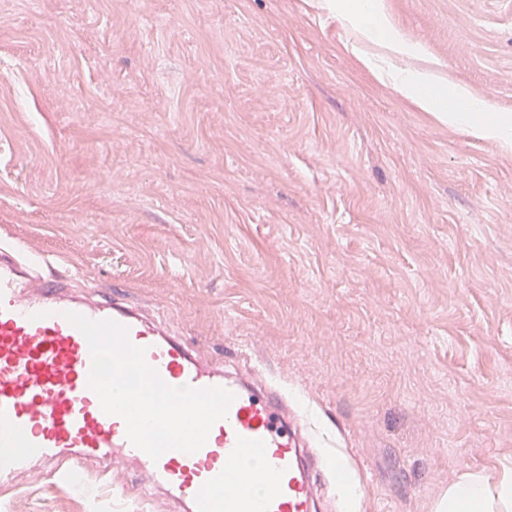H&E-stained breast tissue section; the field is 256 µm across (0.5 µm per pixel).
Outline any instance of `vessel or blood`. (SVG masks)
Masks as SVG:
<instances>
[{"label":"vessel or blood","mask_w":512,"mask_h":512,"mask_svg":"<svg viewBox=\"0 0 512 512\" xmlns=\"http://www.w3.org/2000/svg\"><path fill=\"white\" fill-rule=\"evenodd\" d=\"M72 272L29 264L20 247L0 245V481L31 462L72 483L86 463L102 476L130 470L187 512H321L328 470L312 428L248 354L226 370L128 298L75 293ZM76 312L125 326L132 344L173 387H222L234 399L193 454L151 459L106 414L88 386L91 353L66 319Z\"/></svg>","instance_id":"1"}]
</instances>
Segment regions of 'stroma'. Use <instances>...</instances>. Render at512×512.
<instances>
[{
  "mask_svg": "<svg viewBox=\"0 0 512 512\" xmlns=\"http://www.w3.org/2000/svg\"><path fill=\"white\" fill-rule=\"evenodd\" d=\"M512 113V0H383ZM318 0H0V241L203 354L251 353L360 490L512 464V155L437 123ZM27 471L0 512H170Z\"/></svg>",
  "mask_w": 512,
  "mask_h": 512,
  "instance_id": "1",
  "label": "stroma"
}]
</instances>
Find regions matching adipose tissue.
Listing matches in <instances>:
<instances>
[{
  "label": "adipose tissue",
  "instance_id": "obj_1",
  "mask_svg": "<svg viewBox=\"0 0 512 512\" xmlns=\"http://www.w3.org/2000/svg\"><path fill=\"white\" fill-rule=\"evenodd\" d=\"M321 6L356 28L362 42L356 55L379 82L430 112L436 122L512 152V113L470 100L465 87L437 84L428 72L381 65V57H415L421 48L398 32L380 0H322ZM434 512H512V466L493 477L476 470L461 472L435 502Z\"/></svg>",
  "mask_w": 512,
  "mask_h": 512
}]
</instances>
